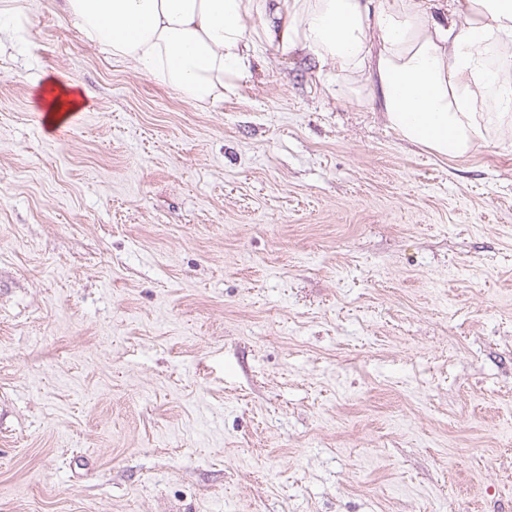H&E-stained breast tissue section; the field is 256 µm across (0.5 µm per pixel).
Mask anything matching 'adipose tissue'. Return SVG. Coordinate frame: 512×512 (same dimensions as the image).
Listing matches in <instances>:
<instances>
[{"instance_id": "1", "label": "adipose tissue", "mask_w": 512, "mask_h": 512, "mask_svg": "<svg viewBox=\"0 0 512 512\" xmlns=\"http://www.w3.org/2000/svg\"><path fill=\"white\" fill-rule=\"evenodd\" d=\"M93 40L185 96L218 98L251 51L301 47L411 143L458 159L512 122V0H64ZM272 13L281 28L247 32Z\"/></svg>"}]
</instances>
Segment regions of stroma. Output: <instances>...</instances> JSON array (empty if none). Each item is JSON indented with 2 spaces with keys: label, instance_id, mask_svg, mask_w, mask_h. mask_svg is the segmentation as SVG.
Instances as JSON below:
<instances>
[{
  "label": "stroma",
  "instance_id": "stroma-1",
  "mask_svg": "<svg viewBox=\"0 0 512 512\" xmlns=\"http://www.w3.org/2000/svg\"><path fill=\"white\" fill-rule=\"evenodd\" d=\"M60 5L0 0V512H512V124L274 46L192 100ZM81 94L75 89L54 82H48L41 90L42 107L51 114V119L58 121L64 112H70L82 103Z\"/></svg>",
  "mask_w": 512,
  "mask_h": 512
}]
</instances>
